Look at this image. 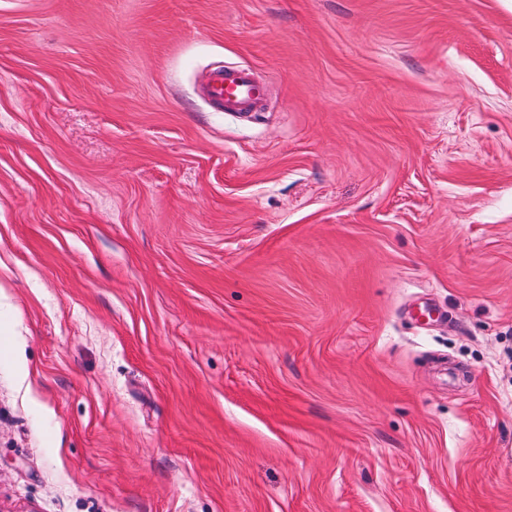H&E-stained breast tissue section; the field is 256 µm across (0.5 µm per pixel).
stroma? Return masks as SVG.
Here are the masks:
<instances>
[{
    "label": "stroma",
    "instance_id": "1",
    "mask_svg": "<svg viewBox=\"0 0 512 512\" xmlns=\"http://www.w3.org/2000/svg\"><path fill=\"white\" fill-rule=\"evenodd\" d=\"M0 512H512V0H0ZM261 93L248 68H225L213 74L207 89L210 101L226 112H243Z\"/></svg>",
    "mask_w": 512,
    "mask_h": 512
}]
</instances>
